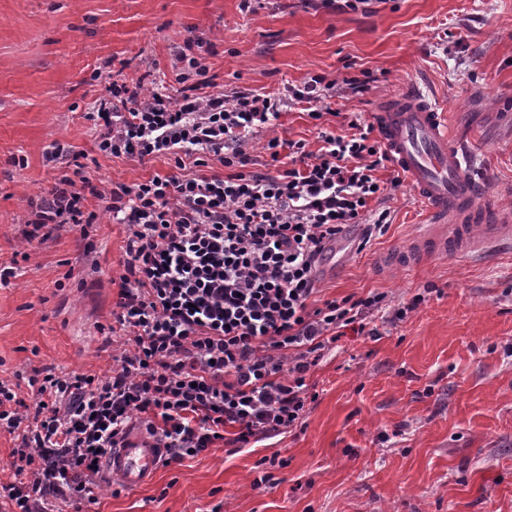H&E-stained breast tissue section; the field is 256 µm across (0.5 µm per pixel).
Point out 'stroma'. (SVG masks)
Returning <instances> with one entry per match:
<instances>
[{
	"instance_id": "stroma-1",
	"label": "stroma",
	"mask_w": 512,
	"mask_h": 512,
	"mask_svg": "<svg viewBox=\"0 0 512 512\" xmlns=\"http://www.w3.org/2000/svg\"><path fill=\"white\" fill-rule=\"evenodd\" d=\"M190 37L209 45L207 76L231 97L334 79L332 130L420 83L472 153L484 202L512 215V0H379L367 13L324 0H0V264L18 266L0 287V381L22 397L46 367L110 371L97 327L113 321L126 240L91 195L87 234L63 228L15 261L28 202L57 176L43 150L56 140L82 154L99 186L171 172L165 156L101 155L85 114L107 97L108 75L171 84ZM367 71V90L352 89ZM271 139L321 146L294 100L248 141L256 171ZM396 174L380 170L388 187L370 204L387 212L385 233L316 269L317 299L383 293L388 305L316 368L301 426L236 451L217 444L138 490H96L89 512H512V228L488 248L385 270L382 256L425 222L410 185L392 186ZM421 292L418 309L394 320L393 307ZM275 453L287 467L254 487Z\"/></svg>"
}]
</instances>
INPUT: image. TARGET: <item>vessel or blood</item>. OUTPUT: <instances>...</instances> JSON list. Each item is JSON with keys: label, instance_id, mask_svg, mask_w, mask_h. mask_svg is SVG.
<instances>
[{"label": "vessel or blood", "instance_id": "1", "mask_svg": "<svg viewBox=\"0 0 512 512\" xmlns=\"http://www.w3.org/2000/svg\"><path fill=\"white\" fill-rule=\"evenodd\" d=\"M373 124L429 218L409 248L385 254L384 266L411 267L430 253L475 248L498 232L491 214L478 206L484 187L469 172V151L453 142L444 112L420 85L386 98ZM165 455L154 437L131 432L107 455L104 468L123 487L137 489L155 479Z\"/></svg>", "mask_w": 512, "mask_h": 512}]
</instances>
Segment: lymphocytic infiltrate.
I'll return each instance as SVG.
<instances>
[{
    "instance_id": "f902f5d3",
    "label": "lymphocytic infiltrate",
    "mask_w": 512,
    "mask_h": 512,
    "mask_svg": "<svg viewBox=\"0 0 512 512\" xmlns=\"http://www.w3.org/2000/svg\"><path fill=\"white\" fill-rule=\"evenodd\" d=\"M206 48L189 38L177 55V90L143 78L112 81L87 113L98 151L112 158L168 156L175 170L126 184L74 179L69 149L52 143L46 162L59 177L32 203L26 241L97 220L84 201L105 200L127 231L120 291L107 328L117 345L109 374L43 369L32 400L0 382V426L17 434V477L0 482L9 512H50L54 500L82 512L106 482L102 463L133 423L166 449L168 464L231 438L245 448L301 423L316 399L312 370L342 329L364 332L384 294L315 305L316 266L329 242L362 224L385 183L390 157L371 128L321 127L322 147L278 140L265 151L270 173L252 171L244 145L276 120L286 99L210 90ZM335 80L310 77L291 98L321 122ZM228 173L208 175L209 159Z\"/></svg>"
}]
</instances>
